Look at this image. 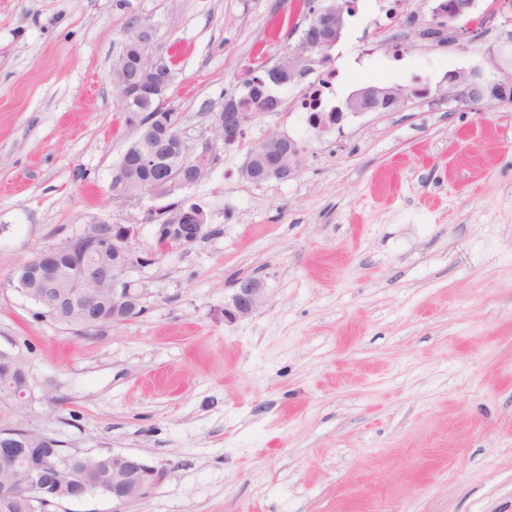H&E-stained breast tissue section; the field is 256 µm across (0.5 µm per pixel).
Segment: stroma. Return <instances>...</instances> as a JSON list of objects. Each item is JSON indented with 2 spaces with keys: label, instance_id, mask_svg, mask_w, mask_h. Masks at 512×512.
<instances>
[{
  "label": "stroma",
  "instance_id": "1",
  "mask_svg": "<svg viewBox=\"0 0 512 512\" xmlns=\"http://www.w3.org/2000/svg\"><path fill=\"white\" fill-rule=\"evenodd\" d=\"M376 3L356 0L328 52L333 105L367 84L436 89L512 31L483 22L491 0L445 42L421 34L436 0L380 28ZM140 17L175 59L167 100L191 139L304 20L298 0H0V349L31 389L0 399V427L168 471L147 498L50 512H512V106L416 99L316 136L295 111L314 58L195 185L116 201L136 133L109 74ZM272 132L302 139L297 171L246 180ZM190 203L207 235L156 253L161 211ZM102 221L139 225L156 257L130 274L142 314L85 335L10 276ZM245 278L263 301L225 318Z\"/></svg>",
  "mask_w": 512,
  "mask_h": 512
}]
</instances>
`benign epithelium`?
<instances>
[{"instance_id": "obj_1", "label": "benign epithelium", "mask_w": 512, "mask_h": 512, "mask_svg": "<svg viewBox=\"0 0 512 512\" xmlns=\"http://www.w3.org/2000/svg\"><path fill=\"white\" fill-rule=\"evenodd\" d=\"M452 16L456 20L469 18L475 11L476 0H451ZM347 0H321L314 9L305 38L296 46L288 49V55L275 64V69L288 75V83L292 84L304 70L311 55L321 47L337 43L342 38L347 26ZM126 40L140 47L138 52L128 57L123 55L110 73V80L122 96L133 100L141 96L135 85L126 81L125 71L131 67L143 69L148 67L157 70L167 63L152 42V25L147 18L133 21L126 31ZM487 60L492 65L491 76L482 82H477L476 70L454 71L448 75V92L439 95L440 101H454L468 108L484 103L494 105H509L512 103V65L503 64L497 51L489 49ZM415 89L402 84H369L353 91L340 108V113L321 112L318 120L312 123L315 132L327 133L340 125L348 115L360 116L378 112L391 103L397 107L408 104L413 98ZM125 124L138 131L151 129L153 120L146 119L142 112L124 113ZM245 117L242 112H216L212 122L200 138L192 141L177 132L178 144L176 150L184 157L185 165L192 169L198 177H203L218 160V145L230 149L238 146L246 134ZM304 148L300 143L285 133L273 132L251 146L246 153L242 166L243 176L254 179V168L270 157L276 158L273 168L266 172L268 179L286 181L299 167ZM176 224H161L158 231L177 228L180 231L179 241L186 246L194 243L206 234L208 215L200 207L185 206L174 215ZM138 229L134 224H95L87 229L77 239L67 243V247L77 250L87 239L98 242L97 251L92 260L81 264L73 274L65 273L62 266L61 249L39 252L35 259L23 268L17 269L11 281L22 294H33L49 298L64 313L88 312L97 305L96 296L90 291L91 285L107 280L112 288V311L124 320L138 316L142 308L143 292L128 278L129 272L137 264L124 262L121 265L106 267L101 259L102 249L111 247L117 254L121 248L134 247ZM264 296L263 283L254 278L238 282V292L233 297V308L224 309V316L237 318L255 311L262 303ZM12 449L0 448V472L23 480L28 487L35 483L37 464H24L11 459ZM139 456L130 453H120L112 456V500L127 503L149 496L166 478L167 470L153 466L152 480L142 482V466L137 462ZM64 470L56 469L40 475L42 483L54 489L61 496L74 500L85 496L87 481L90 475L83 479L70 478L62 480Z\"/></svg>"}]
</instances>
